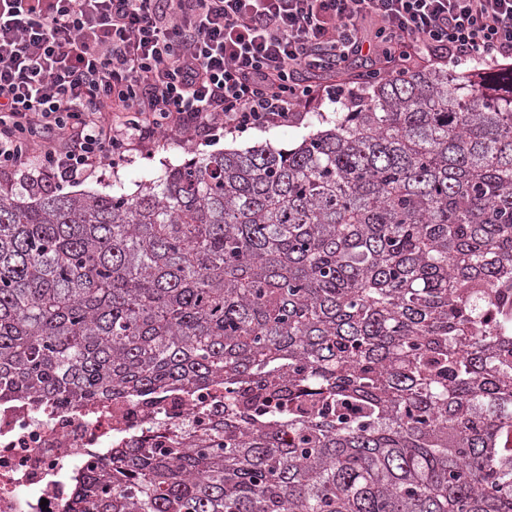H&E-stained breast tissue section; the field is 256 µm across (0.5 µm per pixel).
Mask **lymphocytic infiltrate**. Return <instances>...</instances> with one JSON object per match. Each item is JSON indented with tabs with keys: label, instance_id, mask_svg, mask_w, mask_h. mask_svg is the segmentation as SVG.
<instances>
[{
	"label": "lymphocytic infiltrate",
	"instance_id": "obj_1",
	"mask_svg": "<svg viewBox=\"0 0 512 512\" xmlns=\"http://www.w3.org/2000/svg\"><path fill=\"white\" fill-rule=\"evenodd\" d=\"M379 76L512 61V0H0V174L31 190L157 140L287 126Z\"/></svg>",
	"mask_w": 512,
	"mask_h": 512
}]
</instances>
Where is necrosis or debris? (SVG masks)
<instances>
[{"label": "necrosis or debris", "instance_id": "1", "mask_svg": "<svg viewBox=\"0 0 512 512\" xmlns=\"http://www.w3.org/2000/svg\"><path fill=\"white\" fill-rule=\"evenodd\" d=\"M193 418V401L169 396L153 406L132 399L42 408L1 401L0 512H64L73 476L106 460L121 433Z\"/></svg>", "mask_w": 512, "mask_h": 512}]
</instances>
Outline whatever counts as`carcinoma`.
<instances>
[{"mask_svg":"<svg viewBox=\"0 0 512 512\" xmlns=\"http://www.w3.org/2000/svg\"><path fill=\"white\" fill-rule=\"evenodd\" d=\"M350 99L134 194L0 188V400L224 391L69 512H512V69Z\"/></svg>","mask_w":512,"mask_h":512,"instance_id":"obj_1","label":"carcinoma"}]
</instances>
